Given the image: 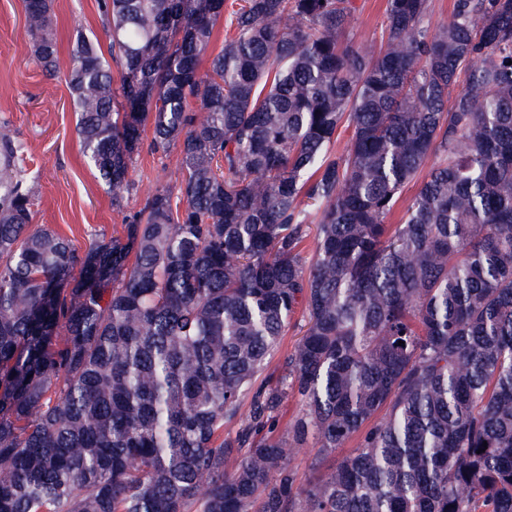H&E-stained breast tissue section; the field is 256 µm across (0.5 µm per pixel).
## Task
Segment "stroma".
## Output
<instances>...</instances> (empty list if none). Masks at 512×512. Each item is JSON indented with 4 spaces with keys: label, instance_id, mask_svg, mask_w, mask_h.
Segmentation results:
<instances>
[{
    "label": "stroma",
    "instance_id": "obj_1",
    "mask_svg": "<svg viewBox=\"0 0 512 512\" xmlns=\"http://www.w3.org/2000/svg\"><path fill=\"white\" fill-rule=\"evenodd\" d=\"M59 67L46 73L33 58L24 24V0H0V135L23 142V168L32 185V225L69 237L79 249L119 232L156 184L177 185L179 150L164 156L141 152L130 175L137 190L112 206V196L84 161L77 115L67 84L68 52L78 34L102 35L100 0H50ZM345 36L355 44L379 45L386 0H356Z\"/></svg>",
    "mask_w": 512,
    "mask_h": 512
}]
</instances>
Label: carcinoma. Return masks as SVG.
<instances>
[{"instance_id": "obj_1", "label": "carcinoma", "mask_w": 512, "mask_h": 512, "mask_svg": "<svg viewBox=\"0 0 512 512\" xmlns=\"http://www.w3.org/2000/svg\"><path fill=\"white\" fill-rule=\"evenodd\" d=\"M429 5L387 0L363 51L354 0H242L213 53L224 0H102L82 153L114 207L144 148L180 179L81 253L0 142V512H512V0ZM25 22L56 71L49 0ZM301 337L298 330H290L286 336L283 337L280 347L273 353L271 363L267 373H273V382L283 373L284 360L287 352L289 353L296 341ZM316 450L317 448H312L310 443L293 450L288 464L295 475L296 485L304 486L307 484L310 477L308 465L310 458L314 455Z\"/></svg>"}]
</instances>
